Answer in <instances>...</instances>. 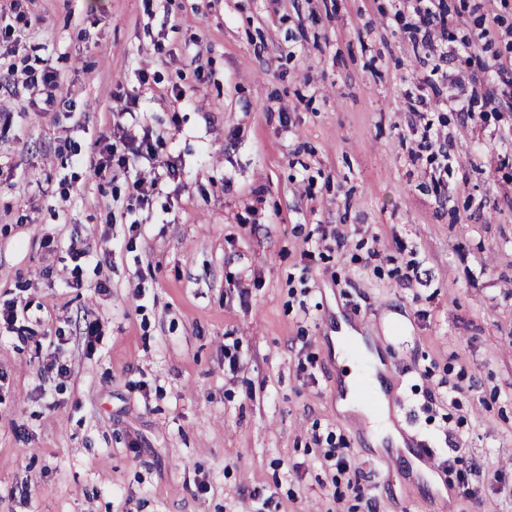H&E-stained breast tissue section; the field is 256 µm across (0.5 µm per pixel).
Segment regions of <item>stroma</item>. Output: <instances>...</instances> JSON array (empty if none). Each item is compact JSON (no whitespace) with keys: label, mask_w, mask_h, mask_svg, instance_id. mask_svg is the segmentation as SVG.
Returning <instances> with one entry per match:
<instances>
[{"label":"stroma","mask_w":512,"mask_h":512,"mask_svg":"<svg viewBox=\"0 0 512 512\" xmlns=\"http://www.w3.org/2000/svg\"><path fill=\"white\" fill-rule=\"evenodd\" d=\"M445 3L427 58L394 0H31L0 94V300L30 329L0 334V512H512V108L476 65L512 57V0ZM46 67L51 107L25 82ZM126 95L180 169L144 208L80 163ZM354 314L446 495L339 410L330 338ZM30 81L33 83L40 82L42 85V94L44 101L47 104H54V102L62 96L63 83L60 76L54 70H44L37 77L34 75L29 76ZM444 469L454 473L457 479L458 488H462L464 493H471L468 489L469 479L473 473L477 472V467L471 461H467L463 456H454L443 461ZM465 489V490H464Z\"/></svg>","instance_id":"stroma-1"}]
</instances>
